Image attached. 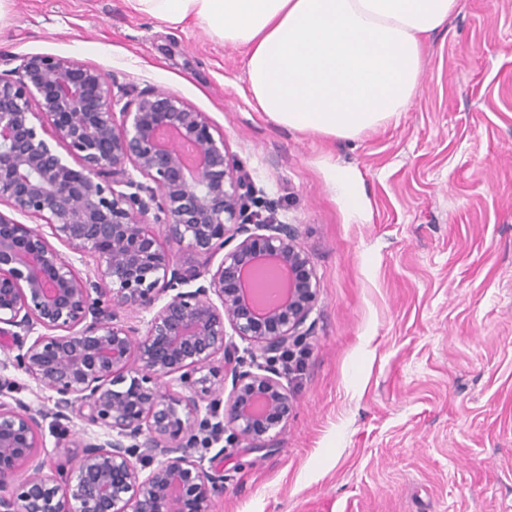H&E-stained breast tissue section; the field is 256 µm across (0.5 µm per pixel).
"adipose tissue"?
<instances>
[{
    "label": "adipose tissue",
    "mask_w": 512,
    "mask_h": 512,
    "mask_svg": "<svg viewBox=\"0 0 512 512\" xmlns=\"http://www.w3.org/2000/svg\"><path fill=\"white\" fill-rule=\"evenodd\" d=\"M178 27L206 23L243 49L249 90L275 126L355 139L403 112L423 74L424 40L459 0H126Z\"/></svg>",
    "instance_id": "1"
}]
</instances>
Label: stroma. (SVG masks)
<instances>
[{"instance_id": "35a3bbf8", "label": "stroma", "mask_w": 512, "mask_h": 512, "mask_svg": "<svg viewBox=\"0 0 512 512\" xmlns=\"http://www.w3.org/2000/svg\"><path fill=\"white\" fill-rule=\"evenodd\" d=\"M71 57L223 132L319 279L296 407L266 450L202 449L215 512H512V0H460L405 112L353 140L277 128L242 53L126 0H9L0 73ZM357 171L355 215L329 165Z\"/></svg>"}]
</instances>
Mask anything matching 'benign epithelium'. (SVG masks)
I'll return each instance as SVG.
<instances>
[{
	"label": "benign epithelium",
	"instance_id": "1",
	"mask_svg": "<svg viewBox=\"0 0 512 512\" xmlns=\"http://www.w3.org/2000/svg\"><path fill=\"white\" fill-rule=\"evenodd\" d=\"M1 205L96 270L82 275L41 226L0 212V337L53 402L0 400V487L25 472L0 512H180L187 499L214 512L222 484L196 449L224 437L267 447L294 407L273 355L309 346L318 283L298 226L252 210L205 113L54 56L0 74ZM261 268L282 281L272 300L249 287ZM139 309L153 312L143 333L119 321ZM174 380L185 393H171ZM75 412L102 435L63 425ZM49 415L78 453L42 456Z\"/></svg>",
	"mask_w": 512,
	"mask_h": 512
}]
</instances>
